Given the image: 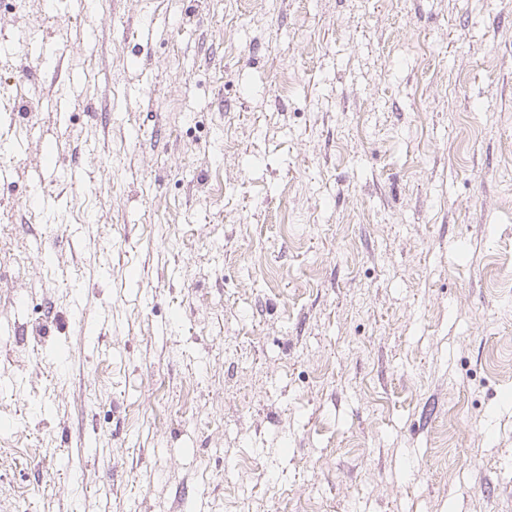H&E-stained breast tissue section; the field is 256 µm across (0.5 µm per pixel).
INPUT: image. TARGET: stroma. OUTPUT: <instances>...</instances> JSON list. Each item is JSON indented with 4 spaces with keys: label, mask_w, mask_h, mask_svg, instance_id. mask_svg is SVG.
I'll return each instance as SVG.
<instances>
[{
    "label": "stroma",
    "mask_w": 512,
    "mask_h": 512,
    "mask_svg": "<svg viewBox=\"0 0 512 512\" xmlns=\"http://www.w3.org/2000/svg\"><path fill=\"white\" fill-rule=\"evenodd\" d=\"M0 17L1 506L512 512V0Z\"/></svg>",
    "instance_id": "stroma-1"
}]
</instances>
